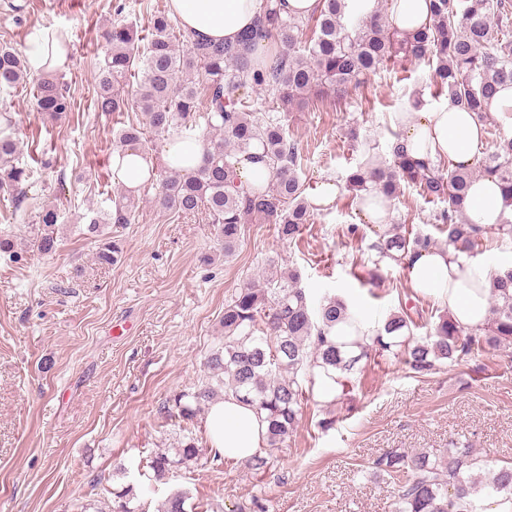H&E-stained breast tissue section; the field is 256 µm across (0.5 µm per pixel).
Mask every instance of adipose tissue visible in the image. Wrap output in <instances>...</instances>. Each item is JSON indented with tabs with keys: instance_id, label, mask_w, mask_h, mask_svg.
Listing matches in <instances>:
<instances>
[{
	"instance_id": "ef3b65f1",
	"label": "adipose tissue",
	"mask_w": 512,
	"mask_h": 512,
	"mask_svg": "<svg viewBox=\"0 0 512 512\" xmlns=\"http://www.w3.org/2000/svg\"><path fill=\"white\" fill-rule=\"evenodd\" d=\"M279 16L302 17L317 0H169L172 16L195 36L215 42L235 41L250 29L264 4ZM401 144L420 160H448L453 167L469 168L482 146V126L474 115L448 101L426 112H399ZM502 191L492 178L475 180L469 188L467 214L483 226L499 224ZM413 291L429 296L467 328L483 325L490 311L491 267L457 253L453 248L421 251L406 257ZM206 426L214 450L245 463L267 446V424L250 404L229 395L211 404Z\"/></svg>"
}]
</instances>
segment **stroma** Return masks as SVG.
Instances as JSON below:
<instances>
[{
	"label": "stroma",
	"instance_id": "obj_1",
	"mask_svg": "<svg viewBox=\"0 0 512 512\" xmlns=\"http://www.w3.org/2000/svg\"><path fill=\"white\" fill-rule=\"evenodd\" d=\"M167 0H0V45L24 51L37 29L71 35L62 74L74 101L55 121L38 112L36 78L6 101L22 152L35 170L27 208L0 192V512H96L113 489L134 483L148 512L174 490L209 512H393L397 484L372 475L373 459L391 452L439 451L456 442L482 463H512V349L412 373L388 355H372L352 375L344 399L303 405L298 427L271 449L261 470L232 460L187 462L155 481L152 458L183 433L162 410L174 394L194 390L204 363L224 340V304L269 267H293L312 300L337 295L383 322L407 308L415 337L429 334L443 308L416 295L404 266L377 263L374 225L340 192L314 212L298 242L281 241L274 225L247 224L233 256H225L204 216L168 217L154 204L157 183L142 185L131 223L106 230L122 251L113 264L95 259L97 241L83 234L89 209H107L116 135L137 112L95 110L96 74L105 29L133 23L149 33L150 14ZM432 69L388 63L341 100L289 113L288 138L301 154L306 189L325 178L344 183L373 150L390 160L394 115L409 101L434 107ZM359 133L350 146L349 128ZM61 213L55 253L33 250L27 226L45 205ZM415 187H403L390 221L432 237L443 209ZM334 418L327 431L317 428Z\"/></svg>",
	"mask_w": 512,
	"mask_h": 512
}]
</instances>
